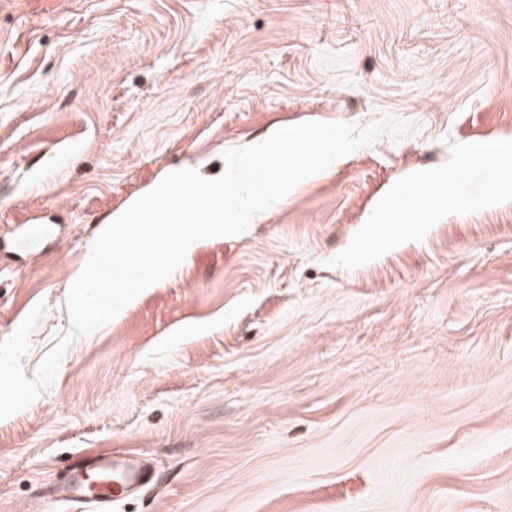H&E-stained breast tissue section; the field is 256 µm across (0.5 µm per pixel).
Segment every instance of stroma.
Returning a JSON list of instances; mask_svg holds the SVG:
<instances>
[{"instance_id": "obj_1", "label": "stroma", "mask_w": 512, "mask_h": 512, "mask_svg": "<svg viewBox=\"0 0 512 512\" xmlns=\"http://www.w3.org/2000/svg\"><path fill=\"white\" fill-rule=\"evenodd\" d=\"M409 123L204 240L95 333L100 225L183 166L306 121ZM512 137V0H0V512H512V201L331 265L449 143ZM55 233L15 251L27 219ZM95 472L104 477L97 494H91L86 486L85 474ZM153 480V475L146 469L134 466H123L108 454L84 456L78 465L77 473L72 479L68 490L70 493L63 498L80 497L82 502L94 503L106 512L107 506L112 502V496L120 494L131 486H146Z\"/></svg>"}]
</instances>
